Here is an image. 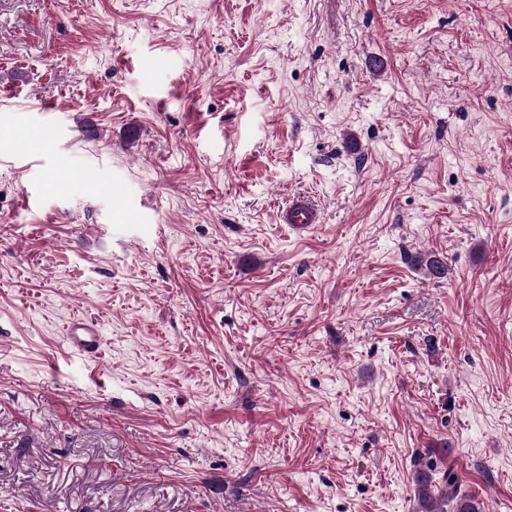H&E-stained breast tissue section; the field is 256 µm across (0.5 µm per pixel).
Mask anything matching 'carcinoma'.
I'll use <instances>...</instances> for the list:
<instances>
[{"label":"carcinoma","instance_id":"1","mask_svg":"<svg viewBox=\"0 0 512 512\" xmlns=\"http://www.w3.org/2000/svg\"><path fill=\"white\" fill-rule=\"evenodd\" d=\"M429 272L441 277L447 264L435 255L418 256ZM416 486L415 512H486L487 505L477 497L462 491V484L452 468L441 467L428 453L418 456L414 473Z\"/></svg>","mask_w":512,"mask_h":512}]
</instances>
